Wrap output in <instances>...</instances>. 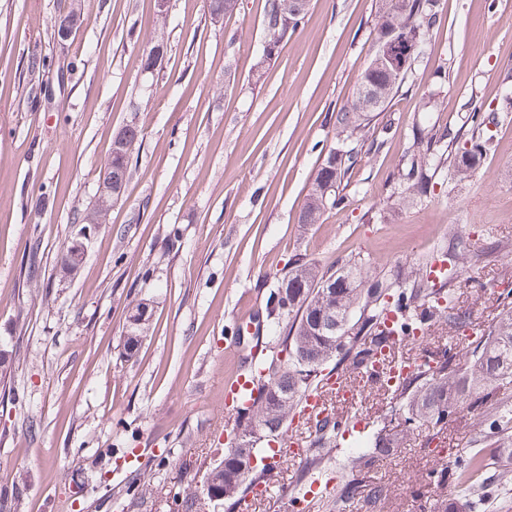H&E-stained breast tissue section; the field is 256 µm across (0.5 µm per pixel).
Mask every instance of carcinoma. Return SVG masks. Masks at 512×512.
Here are the masks:
<instances>
[{"label": "carcinoma", "mask_w": 512, "mask_h": 512, "mask_svg": "<svg viewBox=\"0 0 512 512\" xmlns=\"http://www.w3.org/2000/svg\"><path fill=\"white\" fill-rule=\"evenodd\" d=\"M237 6L238 0H210V12L216 18L233 13ZM438 6L439 0H382L371 24L374 46L395 45L403 53L410 49L422 51L437 23ZM303 18V14L294 18L292 0H267L264 29L268 41L261 59L254 64L255 69L271 59ZM415 61L416 56H411L402 71L376 66L372 59L368 61L351 101L336 111V145L328 150L317 170L302 207L301 223L317 224L326 210H343L349 205L344 181L380 151L391 125H377V117L413 76ZM493 122L495 116L471 99L456 130L447 125L413 126L412 144L394 173L396 205L412 208L421 204L427 197L434 170L445 162L456 181L471 177L487 153L492 138L489 125ZM138 139L135 125L121 129L112 145L128 146L129 155L119 164L104 165L99 175L98 184L112 186L114 204L123 198ZM487 256L484 248L465 251L442 244L436 257L445 270L436 284L426 278L433 263L429 258L388 277L383 272L369 273L367 263L359 256L322 268L302 254L295 255L283 275L288 280V309L266 307L255 314L271 333L284 331L276 337L279 349L271 352L268 373L257 387L258 397L234 418L235 426L224 450V467L212 470L210 480L183 491L186 509L193 508L197 499L209 500L214 494L236 498L262 475L266 466L259 463L252 473L238 477V467L244 458V448L237 443L239 434L252 429L256 421L271 440L284 438L286 422L322 365L331 360L338 365L349 364L364 350L383 347L387 336L394 332L410 336L414 330H429L443 324L454 335L461 327L471 325V312L457 307L447 287L467 269L485 262ZM499 306L498 319L480 330L481 339L464 363H453L455 356L446 352L439 358L421 355L422 362L415 365L412 380L400 389L408 400L405 422L421 430L439 431L445 414L465 411L473 397L512 384V302L502 298ZM386 310L398 317L390 328L383 321ZM283 352L286 357L281 360L278 354ZM486 427L487 436L496 438L495 448L482 459L474 458L472 465L484 469L488 473L486 482L492 485L507 474L499 468L498 461H512V404L498 403ZM314 434L319 447H336L338 431L333 417L316 422ZM396 444V434L384 427L375 430L358 442L352 467L364 468L378 455L392 451ZM384 495L385 487L380 484L352 486L346 498L337 500L336 507L344 512L346 500L357 496L361 507L373 512Z\"/></svg>", "instance_id": "1"}]
</instances>
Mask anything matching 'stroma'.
Returning <instances> with one entry per match:
<instances>
[{"label":"stroma","mask_w":512,"mask_h":512,"mask_svg":"<svg viewBox=\"0 0 512 512\" xmlns=\"http://www.w3.org/2000/svg\"><path fill=\"white\" fill-rule=\"evenodd\" d=\"M69 0H0V493L20 512H173V497L200 484L224 457L234 422L222 409L230 341L240 318L264 309L294 254L327 267L358 255L372 269H405L432 255L449 228L512 259V0H439V20L385 112L392 132L354 171L351 204L305 224L301 209L335 143L332 110L346 105L374 52L378 0H310L293 37L262 69L266 0L213 19L209 0H171L168 52L151 80L141 57L155 35V0H84L85 20L58 44L51 25ZM447 69L439 81V69ZM434 111L423 112L428 99ZM476 100L497 111L493 146L465 183L438 168L427 198L392 207L393 173L421 116L458 127ZM140 151L121 202L92 229L71 279L59 273L73 222L95 194L101 166L125 125ZM491 291L452 283L475 322L497 317L512 273L471 269ZM149 308L134 356L124 353L132 304ZM491 407L447 418L441 432L406 430L407 402L361 382L353 408L370 428L401 439L390 455L350 469L353 447L318 449L304 436L251 512H290L314 479L337 476L310 512H336L351 481L382 483L375 512H441L442 472L474 487L476 512H512V474L485 485L470 467L486 448ZM163 457L150 476L123 474V449ZM149 480L151 494L128 495Z\"/></svg>","instance_id":"stroma-1"}]
</instances>
